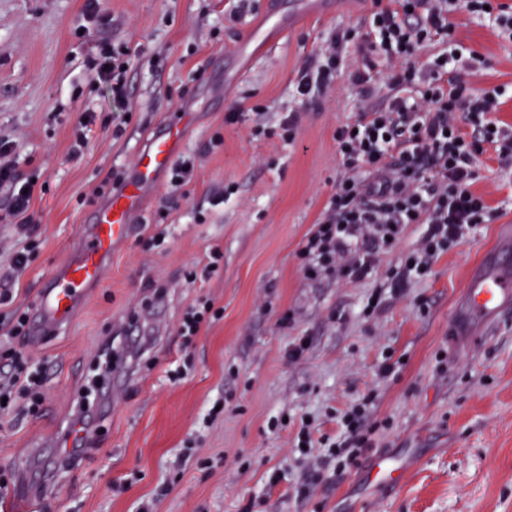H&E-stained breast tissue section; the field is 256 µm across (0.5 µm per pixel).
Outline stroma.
Listing matches in <instances>:
<instances>
[{"mask_svg":"<svg viewBox=\"0 0 512 512\" xmlns=\"http://www.w3.org/2000/svg\"><path fill=\"white\" fill-rule=\"evenodd\" d=\"M84 4L0 0V132L48 185L33 202L42 245L13 281L0 321L36 302L71 255L92 209L90 189L112 170H131L143 138L184 107L194 123L177 154L195 158L196 169L179 193L165 181L148 194L102 285L59 335L32 344L46 368V398L37 416L0 414V475L10 478L0 512H16L18 475L64 445L110 338L126 381L75 462L48 472L33 512H512V309L473 336L450 326L471 274L488 257L512 254V168L482 157L474 190L499 217L371 317L362 314L367 296L386 287L418 245L420 225H409L364 281L309 280L299 269L296 253L342 173L334 132L366 101L345 71L335 93L306 104L294 82L324 40L360 31L374 0H251L238 19L235 0H100L109 18L103 26L84 24ZM265 16L281 30L225 67V52ZM453 23L456 39L486 61L473 86L505 87L496 117L512 126V41L464 11ZM105 42L132 56L127 103L114 102L108 85L86 72ZM301 108L294 142L254 134L255 113L274 125ZM87 109L107 123L94 125L72 160V131ZM232 110L239 119L225 122ZM157 222L166 242L144 249L139 239ZM216 245L224 259L211 273L207 255ZM157 284L167 288L163 297L154 295ZM200 297L224 316L187 346L178 321ZM286 311L294 319L284 327ZM335 312L342 320H332ZM301 336L310 347L289 361ZM387 353L401 363L393 381L378 375ZM180 365L185 377L170 381ZM367 395L378 426L368 456L301 497L308 477L294 453L301 419L312 420L314 451L324 453L325 439L340 432L338 416ZM219 399L223 413L209 418ZM378 455L408 464L398 485L371 480L368 464ZM275 471L281 479L272 486Z\"/></svg>","mask_w":512,"mask_h":512,"instance_id":"35a3bbf8","label":"stroma"}]
</instances>
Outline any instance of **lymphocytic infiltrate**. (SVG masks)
Instances as JSON below:
<instances>
[{
	"instance_id": "1",
	"label": "lymphocytic infiltrate",
	"mask_w": 512,
	"mask_h": 512,
	"mask_svg": "<svg viewBox=\"0 0 512 512\" xmlns=\"http://www.w3.org/2000/svg\"><path fill=\"white\" fill-rule=\"evenodd\" d=\"M461 10L512 40V12L491 0H389L365 19L361 35L332 34L304 61L296 93L307 100L332 92L351 54L361 55L363 64L353 70L351 82L370 101L334 134L345 173L297 253L305 278L363 280L407 225L419 224V247L390 275L398 295L409 280L428 278L441 254L493 219V209L473 186L486 149H494L500 166H512V127L493 120L503 89L478 91L471 85L472 55L453 36L452 18ZM436 36L443 37V49L417 63L418 49ZM130 68L131 56L122 46H102L87 63L90 79L108 82L119 103L128 99ZM2 188L7 195L0 203V222L16 225L24 238L12 264L16 278L40 246L32 209L39 188L24 174L15 142L4 136ZM28 315L18 308L0 322V398L22 399L33 413L43 401L46 370L30 350ZM369 405L365 399L343 413V438L329 444L314 469L332 461L345 470L371 448L376 425Z\"/></svg>"
}]
</instances>
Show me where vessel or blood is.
Instances as JSON below:
<instances>
[{"mask_svg": "<svg viewBox=\"0 0 512 512\" xmlns=\"http://www.w3.org/2000/svg\"><path fill=\"white\" fill-rule=\"evenodd\" d=\"M186 113L172 115L137 149V162L122 187L112 192L80 228L75 251L43 284L31 313L34 337L55 335L84 304L91 288L103 280L112 252L135 229L146 195L171 167L181 143ZM512 304V277L490 269L470 279L466 310L455 317L454 330L470 331L477 322L491 323Z\"/></svg>", "mask_w": 512, "mask_h": 512, "instance_id": "b4317fda", "label": "vessel or blood"}]
</instances>
